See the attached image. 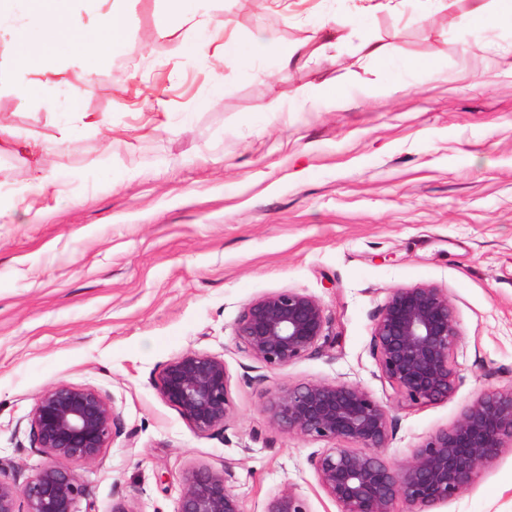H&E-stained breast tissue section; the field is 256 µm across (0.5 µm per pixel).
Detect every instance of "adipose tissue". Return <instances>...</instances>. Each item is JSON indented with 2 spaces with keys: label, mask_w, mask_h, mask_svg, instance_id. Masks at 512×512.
I'll use <instances>...</instances> for the list:
<instances>
[{
  "label": "adipose tissue",
  "mask_w": 512,
  "mask_h": 512,
  "mask_svg": "<svg viewBox=\"0 0 512 512\" xmlns=\"http://www.w3.org/2000/svg\"><path fill=\"white\" fill-rule=\"evenodd\" d=\"M185 25L183 32L160 27L153 44L157 54L177 53L196 56L215 47L222 61L248 63L277 54L290 64L293 49L278 46L275 33L261 30L248 39L225 38L214 46L217 24L209 0H170ZM127 0H0V22L19 17L20 22L6 51L14 65L24 66L33 59L50 57L55 47L68 53L90 50L101 57L111 56L127 37Z\"/></svg>",
  "instance_id": "obj_1"
}]
</instances>
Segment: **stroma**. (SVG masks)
<instances>
[{
  "label": "stroma",
  "mask_w": 512,
  "mask_h": 512,
  "mask_svg": "<svg viewBox=\"0 0 512 512\" xmlns=\"http://www.w3.org/2000/svg\"><path fill=\"white\" fill-rule=\"evenodd\" d=\"M360 3L213 0L226 33L273 27L281 45L316 46L282 75L272 55L253 67L156 55L158 24L180 17L165 0H128L125 46L58 57L55 101L37 94L38 60L0 86L1 479L50 464L29 414L65 382L98 389L120 416L98 462L70 465L77 512H176L189 470L227 465L243 512L290 486L311 512H338L311 465L326 441L276 427L272 394L362 385L390 407L384 456L397 462L483 390L512 386V25H462L477 0L428 15L416 0L399 14ZM365 37L392 59L364 57ZM320 86L337 100L297 101ZM273 100L279 111H264ZM46 177L55 187L34 192ZM421 284L447 291L460 328L456 391L425 405L399 396L372 347L391 290ZM283 290L315 297L335 341L272 370L235 327L250 301ZM191 350L229 374L230 414L204 434L154 385ZM433 512H512V447Z\"/></svg>",
  "instance_id": "1"
}]
</instances>
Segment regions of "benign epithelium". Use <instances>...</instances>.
I'll return each mask as SVG.
<instances>
[{
  "label": "benign epithelium",
  "mask_w": 512,
  "mask_h": 512,
  "mask_svg": "<svg viewBox=\"0 0 512 512\" xmlns=\"http://www.w3.org/2000/svg\"><path fill=\"white\" fill-rule=\"evenodd\" d=\"M321 304L298 290L253 299L235 330L255 359L284 368L329 342ZM460 331L448 293L433 285L395 288L373 328L380 371L402 399L426 404L451 396L459 382L452 355ZM161 396L191 428L206 433L230 413L224 360L189 351L155 380ZM266 409L282 430L332 443L311 459L317 482L338 512H429L464 493L477 474L512 444V388L486 389L451 426L436 431L400 462L383 456L391 436L386 403L361 385L311 382L277 391ZM119 416L97 389L57 384L37 400L30 427L38 448L54 458L23 484L0 479V512H76L83 494L69 464L103 454ZM233 472L196 467L183 480L177 512H241ZM263 512H310L290 487L268 499Z\"/></svg>",
  "instance_id": "1"
}]
</instances>
